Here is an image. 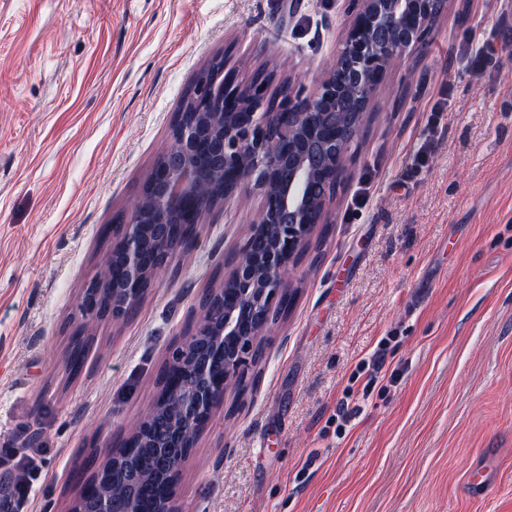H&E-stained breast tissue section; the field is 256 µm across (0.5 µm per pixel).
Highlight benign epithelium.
I'll list each match as a JSON object with an SVG mask.
<instances>
[{
  "mask_svg": "<svg viewBox=\"0 0 512 512\" xmlns=\"http://www.w3.org/2000/svg\"><path fill=\"white\" fill-rule=\"evenodd\" d=\"M353 20L343 45L324 66L316 91L302 96L288 81L238 80L223 65L210 66L182 101L171 123L170 143L143 181L139 204L128 222L114 229L112 251L102 274L79 297L81 318L116 325L143 298V281L165 265L150 266L152 255L188 252L204 214L255 190L262 206L250 235L222 289L189 321L186 337L163 373L189 365L196 373L187 393L174 400L178 428L187 439L223 398L228 379L244 372L259 354L257 338L242 325L264 326L288 295L291 267L317 224L327 223L328 207L345 169L343 159L360 135L370 101L387 74L406 64L408 52L422 48L445 0H350ZM326 189L315 194V182ZM114 286L119 298L98 304L99 287ZM224 342V378L207 375L208 340ZM155 408L130 426L125 447L144 442ZM121 457L96 463L78 500L95 498L93 512H110L103 488L112 483ZM179 466L156 486L158 512H176Z\"/></svg>",
  "mask_w": 512,
  "mask_h": 512,
  "instance_id": "obj_1",
  "label": "benign epithelium"
}]
</instances>
